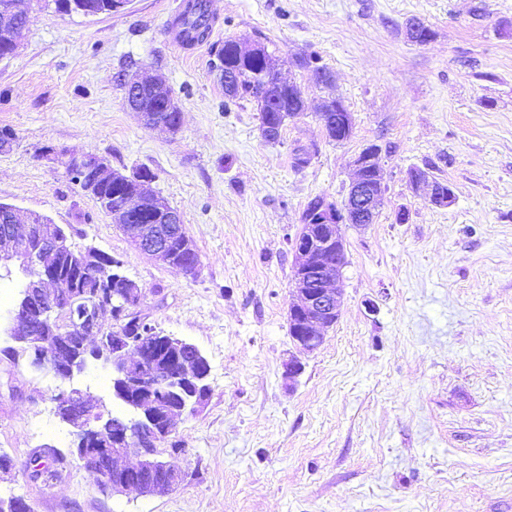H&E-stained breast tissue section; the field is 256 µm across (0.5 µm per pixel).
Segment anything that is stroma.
Returning a JSON list of instances; mask_svg holds the SVG:
<instances>
[{"instance_id": "35a3bbf8", "label": "stroma", "mask_w": 512, "mask_h": 512, "mask_svg": "<svg viewBox=\"0 0 512 512\" xmlns=\"http://www.w3.org/2000/svg\"><path fill=\"white\" fill-rule=\"evenodd\" d=\"M208 4L217 28L189 55L172 32L184 0H131L94 17L24 2L28 30L0 61V129L16 135L0 152V202L120 260L147 321L202 350L210 394L177 420L179 449L165 455L181 484L109 496L76 462L48 484L25 463L47 444L72 448L54 402L62 389L127 415L111 368L64 382L0 354V453L14 461L0 497L31 512H512V0ZM412 18L434 31L430 42L409 41ZM228 39L264 45L302 92L307 108L278 142L262 138L253 102L225 101L215 63ZM310 53L332 85L297 67ZM135 71L166 78L177 134L128 111L121 78ZM337 96L355 119L342 143L316 117ZM370 145L384 204L374 223L343 225L339 319L287 384L302 212L317 196L342 203ZM63 151L126 174L150 169L195 242L196 274L135 251L71 180ZM413 167L448 181L454 203L430 205L408 183Z\"/></svg>"}]
</instances>
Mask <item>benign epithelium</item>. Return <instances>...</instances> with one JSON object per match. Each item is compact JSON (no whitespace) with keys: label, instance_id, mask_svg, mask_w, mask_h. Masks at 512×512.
I'll use <instances>...</instances> for the list:
<instances>
[{"label":"benign epithelium","instance_id":"1","mask_svg":"<svg viewBox=\"0 0 512 512\" xmlns=\"http://www.w3.org/2000/svg\"><path fill=\"white\" fill-rule=\"evenodd\" d=\"M18 2L0 0V60L16 52L25 31L16 25V19L27 18L29 13L19 9ZM123 85L133 91L126 101L127 108L144 125L165 128L173 134L180 130L182 113L162 76L134 73L123 78ZM147 90L156 96V105L163 112L174 116V121L162 120L140 108L139 93ZM63 156L65 168L73 177L92 169L99 178H113L118 184L136 180L134 195L124 203L114 206L107 196L97 199V203L141 254L187 274L196 271L198 264L186 261L196 254L195 242L186 231L180 211L148 188L153 174L142 172L129 177L96 155L65 152ZM354 167L343 205L321 198L293 240L294 299L288 320L292 341L300 353L315 351L323 341L321 331L333 326L338 318L340 258L345 254L341 224L348 217L361 225L383 204L379 149L374 145L365 148L355 159ZM408 180L417 186L427 182V175L412 172ZM429 187L431 204L446 207L454 202L451 192L434 182ZM0 212L11 215L10 223H0V264L16 261L26 276L7 329V336L14 342L10 350L28 354L31 365L66 380L83 372L92 360L106 361L112 368L113 396L128 408L130 417L142 418L147 427L138 434L127 419L105 416L102 405L84 393L62 391L54 401L57 411L64 413V420L75 429L73 454L84 468L96 474L98 485L106 494L113 496L131 488L143 495H161L171 490L178 484L180 473L160 458V446L173 434L174 421L195 411L206 400L210 392L206 356L193 343L160 335L158 341L173 350V369H157L155 340L132 344L124 336L131 319L143 318L142 290L129 292L119 305L113 303L110 287L102 289L91 302L83 300L81 294L69 291L62 283L60 265L65 258L77 259L75 274L79 275L96 255V249H72L67 238L54 233L48 218L41 214L32 213L22 221L9 204L0 207ZM148 370L158 381L169 384L173 400L154 401ZM126 455L135 456L138 462L131 466L120 464L119 459ZM35 470L49 481L60 475L42 452L30 459L27 472Z\"/></svg>","mask_w":512,"mask_h":512}]
</instances>
